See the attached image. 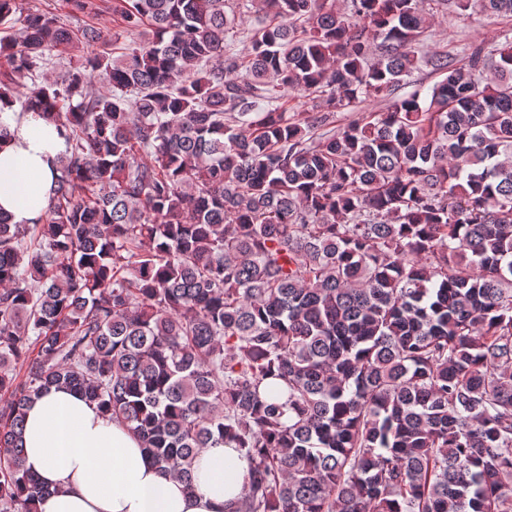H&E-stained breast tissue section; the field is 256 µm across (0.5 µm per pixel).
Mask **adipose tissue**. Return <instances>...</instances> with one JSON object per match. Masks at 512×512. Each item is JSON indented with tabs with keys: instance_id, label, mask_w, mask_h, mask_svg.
I'll return each instance as SVG.
<instances>
[{
	"instance_id": "obj_1",
	"label": "adipose tissue",
	"mask_w": 512,
	"mask_h": 512,
	"mask_svg": "<svg viewBox=\"0 0 512 512\" xmlns=\"http://www.w3.org/2000/svg\"><path fill=\"white\" fill-rule=\"evenodd\" d=\"M0 213L32 223L46 207L52 167L66 148L58 125L39 111L0 101ZM28 470L51 490L38 512H237L249 463L234 448L203 449L185 484L159 467L139 439L97 404L52 388L26 411Z\"/></svg>"
}]
</instances>
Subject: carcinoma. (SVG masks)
Here are the masks:
<instances>
[{
    "label": "carcinoma",
    "mask_w": 512,
    "mask_h": 512,
    "mask_svg": "<svg viewBox=\"0 0 512 512\" xmlns=\"http://www.w3.org/2000/svg\"><path fill=\"white\" fill-rule=\"evenodd\" d=\"M261 2L237 56L229 0H112L116 56L67 24L96 0H0V97L66 143L38 219L0 217V512L46 493L21 436L53 386L189 486L240 449L239 512H512V38L428 56L423 101L424 0Z\"/></svg>",
    "instance_id": "cac0c4a2"
}]
</instances>
